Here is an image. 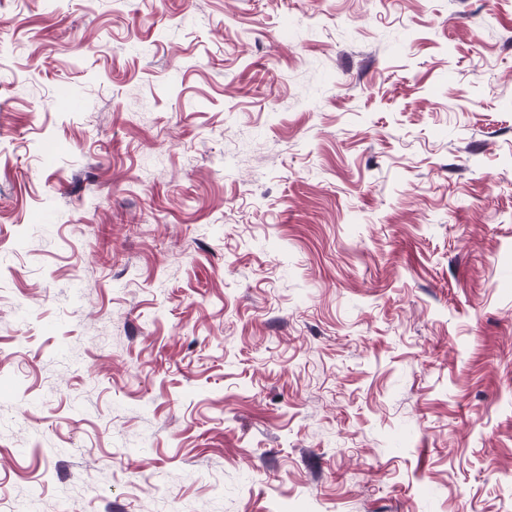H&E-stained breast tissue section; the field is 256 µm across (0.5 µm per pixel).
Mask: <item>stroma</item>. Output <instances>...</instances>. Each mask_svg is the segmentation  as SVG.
I'll use <instances>...</instances> for the list:
<instances>
[{
	"label": "stroma",
	"mask_w": 512,
	"mask_h": 512,
	"mask_svg": "<svg viewBox=\"0 0 512 512\" xmlns=\"http://www.w3.org/2000/svg\"><path fill=\"white\" fill-rule=\"evenodd\" d=\"M0 502L512 512V0H0Z\"/></svg>",
	"instance_id": "35a3bbf8"
}]
</instances>
